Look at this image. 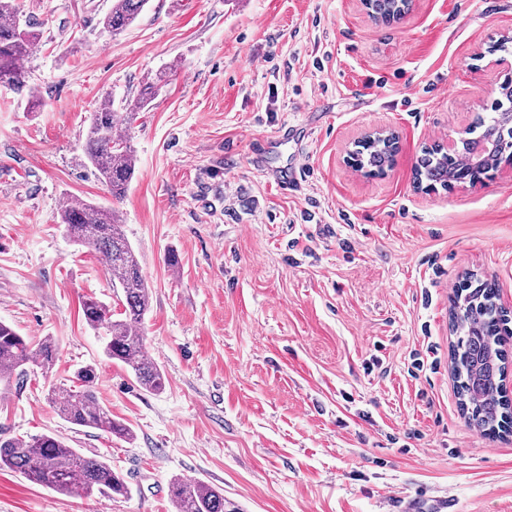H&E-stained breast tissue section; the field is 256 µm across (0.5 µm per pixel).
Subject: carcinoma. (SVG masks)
<instances>
[{"instance_id":"carcinoma-1","label":"carcinoma","mask_w":512,"mask_h":512,"mask_svg":"<svg viewBox=\"0 0 512 512\" xmlns=\"http://www.w3.org/2000/svg\"><path fill=\"white\" fill-rule=\"evenodd\" d=\"M146 0H112L103 27L117 34L137 19ZM376 19L390 22L402 16L403 6L397 0H372ZM35 34L21 23L14 0H0V81H6L18 92H27L32 107L40 105L32 93L27 72L21 61L29 54ZM157 83L147 82L137 97L125 103L124 111L115 112L108 104L93 113L86 131L84 154L97 179L119 200L125 196L135 171V154L123 124L154 97ZM512 104V91L505 93L498 114L482 117L479 132L467 141L475 147L492 138L504 149L512 148V129L502 123L500 113ZM356 168L381 174L393 160L392 148L383 143L365 142L352 153ZM473 171L465 157L437 149L424 151L417 171V184L427 189L471 180ZM59 223L74 242L87 246L106 261L112 287L120 297L122 311L114 318L107 306L94 298L82 304L85 321L106 331L104 351L133 373L140 386L151 392L164 389L163 373L147 354L143 323L149 311L150 294L136 253L120 229L118 211L88 204H70L59 212ZM495 288L482 283L464 297L467 319L457 324L462 333L460 351L454 369L459 379V398L470 397L469 419L478 427L493 430L508 428L512 422V403L504 389L505 358L496 337L509 332L507 314L496 303ZM56 344L51 338L38 341L21 336L17 330L0 322V385H24V365L31 361L42 367L53 365ZM96 372L85 365L74 373L72 384L55 387L50 403L56 414L75 426L95 429L119 438H129L130 429L112 418V412L101 405L96 391ZM0 470L22 474L28 481L68 495L75 490L111 497L128 493L124 478L104 459L88 457L69 447L54 435L43 434L28 440H0ZM176 512H241L239 505L224 498V490L192 479L175 478L170 486Z\"/></svg>"}]
</instances>
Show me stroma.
Wrapping results in <instances>:
<instances>
[{"mask_svg": "<svg viewBox=\"0 0 512 512\" xmlns=\"http://www.w3.org/2000/svg\"><path fill=\"white\" fill-rule=\"evenodd\" d=\"M15 5L38 35L24 67L42 106L0 82V321L57 350L0 400V437L58 435L128 492L60 495L0 471V512H173L175 477L242 512H389L421 492L512 512V434L462 411L451 323L474 279L512 312V168L474 187L415 183L425 147L468 132L512 79V0H413L391 23L360 0H147L117 35L102 27L112 0ZM156 77L124 126L136 170L118 201L85 165L86 126ZM306 122L254 160L255 142ZM377 129L398 149L371 175L347 151ZM299 163L291 195L275 178ZM71 199L122 215L163 391L106 357L83 318L84 298L113 305V288L57 221ZM85 365L130 438L48 403Z\"/></svg>", "mask_w": 512, "mask_h": 512, "instance_id": "obj_1", "label": "stroma"}]
</instances>
